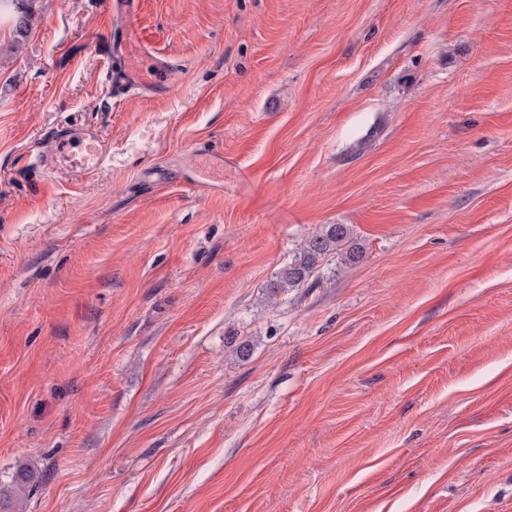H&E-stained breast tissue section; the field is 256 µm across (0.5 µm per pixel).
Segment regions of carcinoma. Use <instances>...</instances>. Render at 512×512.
<instances>
[{
  "mask_svg": "<svg viewBox=\"0 0 512 512\" xmlns=\"http://www.w3.org/2000/svg\"><path fill=\"white\" fill-rule=\"evenodd\" d=\"M6 7L18 13L17 31L24 34L32 25L33 0H0ZM350 239V229L345 224H329L312 236L298 249L288 265L279 271L267 284L271 300L293 289L299 288L313 276L319 261L328 253L339 250Z\"/></svg>",
  "mask_w": 512,
  "mask_h": 512,
  "instance_id": "carcinoma-1",
  "label": "carcinoma"
}]
</instances>
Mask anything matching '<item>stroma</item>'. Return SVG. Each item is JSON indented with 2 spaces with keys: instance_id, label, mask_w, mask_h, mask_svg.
Masks as SVG:
<instances>
[{
  "instance_id": "35a3bbf8",
  "label": "stroma",
  "mask_w": 512,
  "mask_h": 512,
  "mask_svg": "<svg viewBox=\"0 0 512 512\" xmlns=\"http://www.w3.org/2000/svg\"><path fill=\"white\" fill-rule=\"evenodd\" d=\"M107 2L0 11V512H512V0ZM143 0H113L114 42L110 31V54L120 59L119 68L107 76L117 95L153 97L164 91L174 64L156 52L141 27ZM74 143L84 152L79 168L82 177L94 175L108 157V146L98 130L91 125L61 126L53 130L44 149L35 157L36 168L45 174L61 170V161L68 159ZM350 239V229L345 224H327L298 249L288 265L267 284L268 297L277 296L293 288H299L313 276L319 261L328 253L338 251Z\"/></svg>"
}]
</instances>
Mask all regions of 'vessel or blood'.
<instances>
[{"instance_id":"1","label":"vessel or blood","mask_w":512,"mask_h":512,"mask_svg":"<svg viewBox=\"0 0 512 512\" xmlns=\"http://www.w3.org/2000/svg\"><path fill=\"white\" fill-rule=\"evenodd\" d=\"M143 0H112L110 13L114 19V40L110 51L120 65L109 71V81L116 94L151 97L164 91L174 70L173 63L156 52L141 27ZM80 145L83 156L79 163L83 177L94 175L108 156V146L91 125L61 126L53 130L44 149L35 157L37 169L45 174L59 170L68 159L72 145Z\"/></svg>"}]
</instances>
